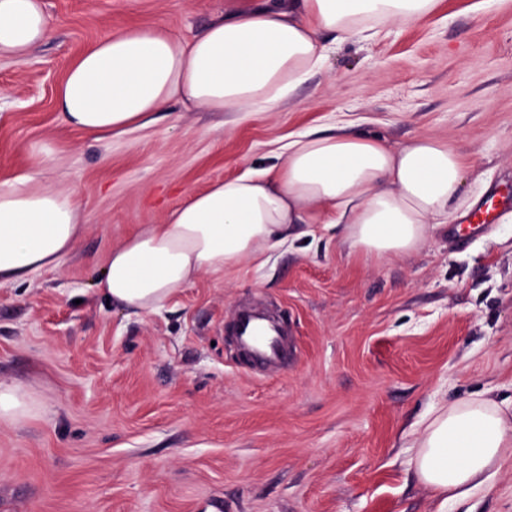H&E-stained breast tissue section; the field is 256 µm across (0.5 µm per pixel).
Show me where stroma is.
<instances>
[{
  "label": "stroma",
  "mask_w": 512,
  "mask_h": 512,
  "mask_svg": "<svg viewBox=\"0 0 512 512\" xmlns=\"http://www.w3.org/2000/svg\"><path fill=\"white\" fill-rule=\"evenodd\" d=\"M225 0H44L51 33L0 60V181L37 149L75 188L86 229L56 271L0 284V383L35 414L0 420V512H512V453L490 482L441 505L409 463L433 409L488 395L512 422V220L448 242L444 225L401 257L353 253L338 230L298 228L160 312L96 291L112 246L160 224L213 181L279 164L315 131L448 141L466 159L456 217L512 198V0H441L376 38L322 34L323 66L271 111H185L102 137L67 126L56 90L107 33L189 38ZM274 305L291 355L269 377L226 328Z\"/></svg>",
  "instance_id": "1"
}]
</instances>
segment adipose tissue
<instances>
[{"label":"adipose tissue","instance_id":"adipose-tissue-1","mask_svg":"<svg viewBox=\"0 0 512 512\" xmlns=\"http://www.w3.org/2000/svg\"><path fill=\"white\" fill-rule=\"evenodd\" d=\"M439 0H226L223 18L185 39L155 27L107 37L73 62L58 87L61 117L96 133L147 128L179 100L210 112L271 109L324 60L321 35L367 19L419 20ZM50 32L44 0H0V59L25 61ZM282 165L213 182L108 253L98 293L135 314L162 309L204 275L220 276L300 224L340 227L356 253L403 256L432 225L451 223L464 161L447 142L397 147L354 134H299ZM52 156L0 182V283L57 270L85 230L75 190L54 187ZM512 447L493 399L443 406L414 443L419 479L442 499L484 485Z\"/></svg>","mask_w":512,"mask_h":512}]
</instances>
